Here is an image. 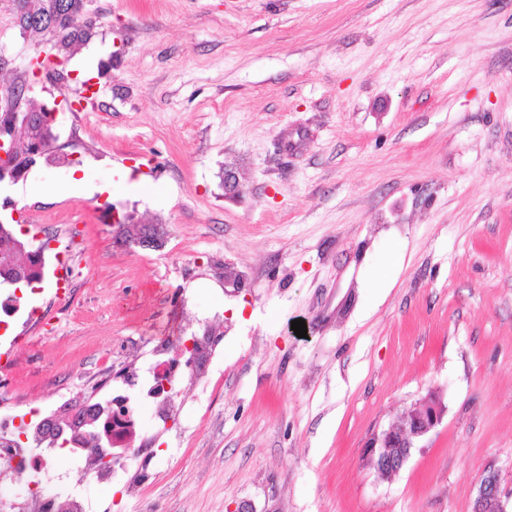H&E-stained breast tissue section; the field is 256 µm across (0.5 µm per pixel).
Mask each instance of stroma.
Returning a JSON list of instances; mask_svg holds the SVG:
<instances>
[{
  "instance_id": "stroma-1",
  "label": "stroma",
  "mask_w": 512,
  "mask_h": 512,
  "mask_svg": "<svg viewBox=\"0 0 512 512\" xmlns=\"http://www.w3.org/2000/svg\"><path fill=\"white\" fill-rule=\"evenodd\" d=\"M88 8L91 38L35 78L54 42L0 0V93L56 106L58 136L0 201L75 269L0 335V413L104 394L191 314L219 353L148 433L140 495L55 465L95 512H471L486 469L511 485L512 0ZM86 64L99 95L75 112ZM75 171L111 200L62 194ZM144 223L161 248L136 245ZM433 390L441 425L381 478L367 441Z\"/></svg>"
}]
</instances>
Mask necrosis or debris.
<instances>
[{
  "label": "necrosis or debris",
  "mask_w": 512,
  "mask_h": 512,
  "mask_svg": "<svg viewBox=\"0 0 512 512\" xmlns=\"http://www.w3.org/2000/svg\"><path fill=\"white\" fill-rule=\"evenodd\" d=\"M211 343L205 332L182 331L161 340L150 363L100 400L99 424L89 421L86 401H74L67 414L70 428L57 446L40 447L33 437L45 420L41 410H30L28 420L20 423L0 418V465H9L14 473L24 476L31 512H88L84 496L74 487L63 486L51 496L44 493L46 478L60 455L74 463L96 460L91 478L99 488L108 490L118 485L125 496L136 497L138 484L124 479L131 461L138 456L136 430L127 427L125 421L145 404L151 407L159 426H168L181 415V388L204 368Z\"/></svg>",
  "instance_id": "1"
}]
</instances>
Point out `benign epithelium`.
<instances>
[{"mask_svg": "<svg viewBox=\"0 0 512 512\" xmlns=\"http://www.w3.org/2000/svg\"><path fill=\"white\" fill-rule=\"evenodd\" d=\"M21 101L0 110V156L16 149L19 139L25 137L26 130L34 114L25 113L19 119ZM41 155V148H35L22 170L6 167L0 171V183L7 180L16 184L36 164V157ZM136 244L143 248L157 249L162 240L158 230L150 225L143 232ZM445 407L439 395L428 394L416 405L408 408L399 421L370 437L367 448L377 473L386 478L398 474L411 457L412 451L420 447L421 442L442 422ZM472 512H512V488L502 486L500 474L494 469H487L480 477Z\"/></svg>", "mask_w": 512, "mask_h": 512, "instance_id": "benign-epithelium-1", "label": "benign epithelium"}]
</instances>
